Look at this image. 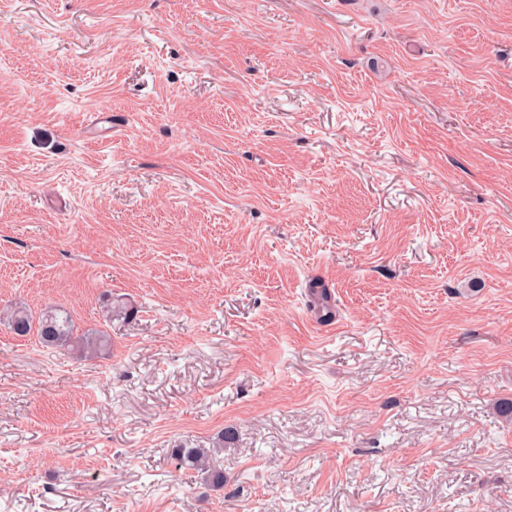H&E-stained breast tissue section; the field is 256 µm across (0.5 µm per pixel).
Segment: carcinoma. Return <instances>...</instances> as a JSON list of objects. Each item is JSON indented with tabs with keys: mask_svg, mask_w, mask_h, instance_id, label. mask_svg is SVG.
Listing matches in <instances>:
<instances>
[{
	"mask_svg": "<svg viewBox=\"0 0 512 512\" xmlns=\"http://www.w3.org/2000/svg\"><path fill=\"white\" fill-rule=\"evenodd\" d=\"M3 319L17 336H27L36 331L37 338L46 347L67 346L75 352L84 353L106 342L103 333L76 334L72 320L66 315L48 313L35 322L25 308L14 307L3 311ZM174 455L180 465L205 473L212 486H224V469L210 464L207 450L176 448Z\"/></svg>",
	"mask_w": 512,
	"mask_h": 512,
	"instance_id": "1",
	"label": "carcinoma"
}]
</instances>
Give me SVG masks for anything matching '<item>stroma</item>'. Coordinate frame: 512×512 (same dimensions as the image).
Returning <instances> with one entry per match:
<instances>
[{"mask_svg": "<svg viewBox=\"0 0 512 512\" xmlns=\"http://www.w3.org/2000/svg\"><path fill=\"white\" fill-rule=\"evenodd\" d=\"M4 306L0 512H512V0H0ZM3 319L8 323L11 331L18 336H28L34 327L32 316L23 307L3 311ZM37 338L46 347L67 346L78 353L102 346L106 335L103 333L76 334L72 320L67 315L48 313L35 326ZM173 452L180 466L202 471L206 474V479L212 487L224 486V468L210 464L207 450L204 448H177Z\"/></svg>", "mask_w": 512, "mask_h": 512, "instance_id": "1", "label": "stroma"}]
</instances>
